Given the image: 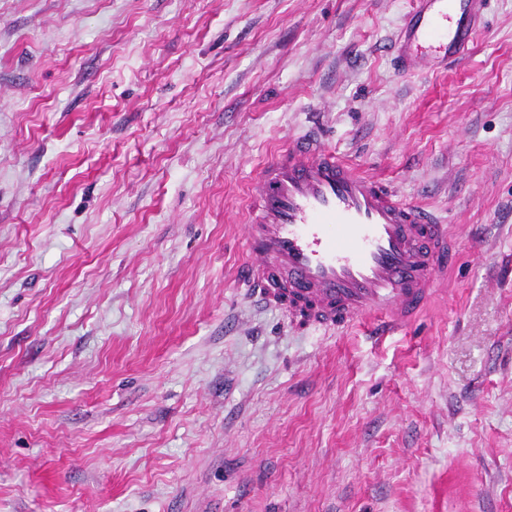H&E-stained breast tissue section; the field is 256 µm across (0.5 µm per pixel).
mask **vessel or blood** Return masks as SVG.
<instances>
[{"instance_id": "b4317fda", "label": "vessel or blood", "mask_w": 512, "mask_h": 512, "mask_svg": "<svg viewBox=\"0 0 512 512\" xmlns=\"http://www.w3.org/2000/svg\"><path fill=\"white\" fill-rule=\"evenodd\" d=\"M487 0H415L393 51L410 71L423 48L462 60ZM244 282L315 328L414 320L453 258L448 226L315 136L276 150L249 184Z\"/></svg>"}]
</instances>
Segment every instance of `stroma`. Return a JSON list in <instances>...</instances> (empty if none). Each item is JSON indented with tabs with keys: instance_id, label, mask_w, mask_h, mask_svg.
Instances as JSON below:
<instances>
[{
	"instance_id": "obj_1",
	"label": "stroma",
	"mask_w": 512,
	"mask_h": 512,
	"mask_svg": "<svg viewBox=\"0 0 512 512\" xmlns=\"http://www.w3.org/2000/svg\"><path fill=\"white\" fill-rule=\"evenodd\" d=\"M411 0H0V512H512V0L411 74ZM326 147L457 253L401 331L239 285Z\"/></svg>"
}]
</instances>
